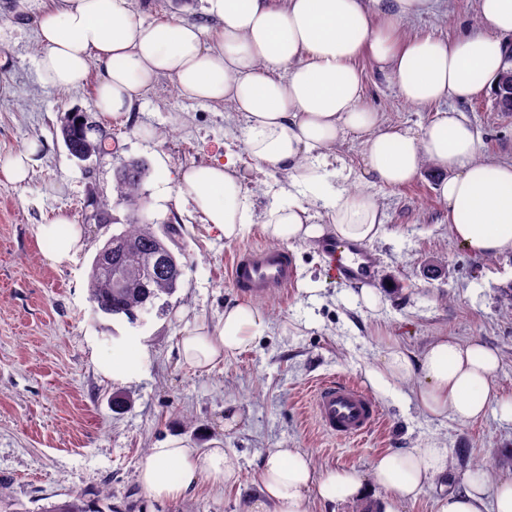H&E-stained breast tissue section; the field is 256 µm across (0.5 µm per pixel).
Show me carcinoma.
<instances>
[{
  "label": "carcinoma",
  "instance_id": "cac0c4a2",
  "mask_svg": "<svg viewBox=\"0 0 512 512\" xmlns=\"http://www.w3.org/2000/svg\"><path fill=\"white\" fill-rule=\"evenodd\" d=\"M59 133L69 155L76 159L102 153L111 139L110 133L84 112L68 113L60 124ZM148 175L149 166L142 159L125 161L117 171L114 191L117 200L129 210L131 219L120 232L112 234V238L122 243V248L103 263L99 256H94L88 276L93 311L130 323L150 313L155 301L172 296L184 274V264L172 251L162 270H152L153 259L165 251L166 241L173 240L178 230L172 225L158 230L145 217L147 205L141 187ZM87 207L98 223H108L107 201L93 197L87 200ZM118 275L123 280L120 288L113 286V278ZM45 512H102V508L80 493L51 505Z\"/></svg>",
  "mask_w": 512,
  "mask_h": 512
}]
</instances>
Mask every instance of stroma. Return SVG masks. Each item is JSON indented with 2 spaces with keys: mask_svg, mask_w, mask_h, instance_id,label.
<instances>
[{
  "mask_svg": "<svg viewBox=\"0 0 512 512\" xmlns=\"http://www.w3.org/2000/svg\"><path fill=\"white\" fill-rule=\"evenodd\" d=\"M43 6L44 0H0V165L29 142L43 146L26 182L0 177V512H40L77 491L106 495L112 512H242V499L274 448H298L317 469L366 478L379 454L433 447L453 461V479L466 480L482 460L488 473L512 476V418L497 403L512 395V255L479 259L453 238L436 174L427 169L407 186L369 189L385 213L384 232L369 246L375 284L385 290L378 312L351 305L348 288L328 278L322 251L291 243L292 288L256 302L269 319L262 336L211 370L190 367L177 353L186 323L217 324L225 304L241 298L227 277L232 256L271 240L256 224L225 240L191 207L174 206L175 175L223 156L225 147L240 150L243 120L228 119L223 106L182 96L165 78L132 112L103 119L112 134L108 154L89 167L77 162L58 134L60 119L68 112L97 115L101 66L93 64L78 89L38 83L35 29ZM202 6V0H133V14L145 23L198 20ZM476 10L477 0H438L434 14L403 22L402 29L452 39L475 27ZM358 65L366 100L385 122L419 129L433 118L434 107L407 103L369 59ZM448 105L479 131L484 156L512 158V112L497 109L493 95ZM146 128L155 138H143ZM130 158L148 162L146 215L179 228L175 243L187 262L169 309L133 324L94 314L88 299L91 262L129 216L113 185L117 166ZM92 197L107 199L111 223L87 220ZM60 213L83 226L86 246L54 264L37 228ZM309 280L318 282L316 294L305 291ZM393 281L401 290L390 289ZM387 336L416 354L439 336L495 349L500 364L484 417L463 425L429 416L414 401L411 384L403 383L371 388L383 421L368 436L325 432L313 412L312 385L336 377L366 383ZM137 351L140 370L130 380L98 373L99 361ZM231 404L238 419L228 428ZM171 434L193 448L219 442L237 458L236 483L217 491L204 479L179 502L149 499L138 484L139 468L150 448Z\"/></svg>",
  "mask_w": 512,
  "mask_h": 512,
  "instance_id": "1",
  "label": "stroma"
}]
</instances>
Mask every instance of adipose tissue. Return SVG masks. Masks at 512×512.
<instances>
[{"instance_id":"1","label":"adipose tissue","mask_w":512,"mask_h":512,"mask_svg":"<svg viewBox=\"0 0 512 512\" xmlns=\"http://www.w3.org/2000/svg\"><path fill=\"white\" fill-rule=\"evenodd\" d=\"M203 2L205 21L143 24L135 22L130 0H51L36 31L37 80L50 90L75 89L97 62L104 68L95 88L101 115L131 112L164 76L183 96L242 114V152L228 149L223 160L182 168L174 199L191 205L225 240L238 239L258 219L278 242L317 250L336 238L372 243L384 231L385 215L366 185L399 188L430 166L443 173L437 191L454 238L478 258L512 254V162L483 158L477 131L444 106L492 87L503 41L512 35V0H478V31L452 41L398 33L402 21L430 12L434 0ZM365 55L407 102L436 106L425 127L388 125L368 104L356 66ZM350 134L363 143L351 189L336 180L328 161ZM244 155L280 181L278 200L259 215L244 188ZM38 236L50 241L47 258L54 263L83 246L79 226L64 215L39 225ZM267 324L252 304L228 305L215 326L184 328L178 353L191 367L208 370L247 349ZM498 366L485 344L441 336L418 355L387 345L367 378L375 386L413 383L424 412L465 424L485 415ZM237 471L224 448L198 450L171 436L150 450L138 481L152 500L178 502L201 478L221 488L236 481ZM447 476L448 457L437 448L387 451L367 480L346 469L316 472L302 450L275 448L261 463L247 512H306L312 497L365 507L380 489L393 503H406L432 483L436 512H512V478L492 483L480 473L453 489ZM392 505L382 512H394Z\"/></svg>"}]
</instances>
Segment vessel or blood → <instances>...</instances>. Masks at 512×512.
<instances>
[{
    "label": "vessel or blood",
    "mask_w": 512,
    "mask_h": 512,
    "mask_svg": "<svg viewBox=\"0 0 512 512\" xmlns=\"http://www.w3.org/2000/svg\"><path fill=\"white\" fill-rule=\"evenodd\" d=\"M330 258L328 275L337 284L354 286L371 279L372 256L351 243H325ZM296 269L287 249H245L230 261L228 277L234 288L250 298L265 296L292 285ZM313 411L320 427L339 438L368 434L379 422L375 400L355 381L337 378L319 383L313 392Z\"/></svg>",
    "instance_id": "obj_1"
}]
</instances>
